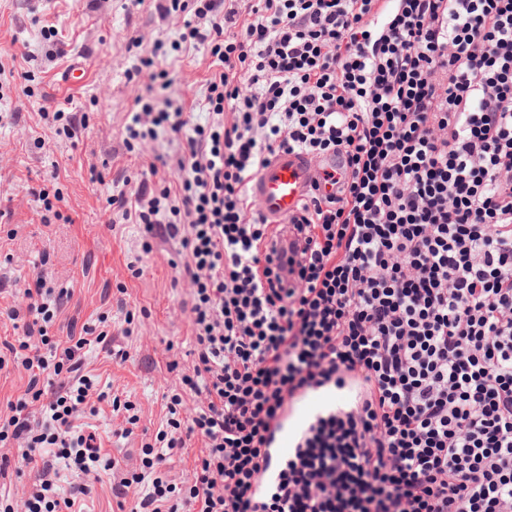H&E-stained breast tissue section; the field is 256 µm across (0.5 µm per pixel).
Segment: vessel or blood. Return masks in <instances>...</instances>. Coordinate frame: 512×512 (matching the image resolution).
<instances>
[{"label":"vessel or blood","instance_id":"b4317fda","mask_svg":"<svg viewBox=\"0 0 512 512\" xmlns=\"http://www.w3.org/2000/svg\"><path fill=\"white\" fill-rule=\"evenodd\" d=\"M341 167L334 157L317 160L304 155L278 154L258 175L254 195L263 212L283 219L297 211L310 192L335 193Z\"/></svg>","mask_w":512,"mask_h":512}]
</instances>
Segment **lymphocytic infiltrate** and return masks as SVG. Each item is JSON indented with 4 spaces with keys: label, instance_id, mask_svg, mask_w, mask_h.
I'll use <instances>...</instances> for the list:
<instances>
[{
    "label": "lymphocytic infiltrate",
    "instance_id": "1",
    "mask_svg": "<svg viewBox=\"0 0 512 512\" xmlns=\"http://www.w3.org/2000/svg\"><path fill=\"white\" fill-rule=\"evenodd\" d=\"M156 9L192 11L171 48L204 47L216 70L207 125L154 97L125 128L131 147L173 134L174 184L106 199L126 223L180 240L178 309L192 326V370L123 483L130 512H512V0ZM281 152L346 168L336 195L289 216L282 245L252 194ZM70 297L36 276L0 308L23 323L18 343H0V370L29 374L0 441H20L33 472L25 512H74L117 467L74 425L89 395L122 415L117 436L141 420L83 372L104 332L52 336ZM346 383L355 401L316 415L271 462L295 402ZM194 438L195 481L180 487L165 463Z\"/></svg>",
    "mask_w": 512,
    "mask_h": 512
}]
</instances>
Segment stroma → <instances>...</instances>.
Wrapping results in <instances>:
<instances>
[{"label":"stroma","instance_id":"obj_1","mask_svg":"<svg viewBox=\"0 0 512 512\" xmlns=\"http://www.w3.org/2000/svg\"><path fill=\"white\" fill-rule=\"evenodd\" d=\"M0 0V304L16 298L26 278L40 274L49 286L72 293L57 317L54 334L67 332L70 321L86 323L106 316L107 337L84 356L86 372L100 389L141 404L144 415L128 438L116 437L120 419L109 401L83 415L85 433L95 445L120 459L119 471L103 475L82 503L83 512H118L116 494L122 480L141 464V446L153 438L166 416V394L178 388L192 368L188 354L192 330L178 308L182 290L175 285L178 240L164 234L145 237L136 224L112 225L106 198L114 184L138 187L156 156H163L150 186L174 181L179 147L167 135L125 143V127L136 99L146 96L148 75L135 80L125 72L138 57L151 54L157 41H171L183 28L185 14L160 17L155 0L138 7L128 0ZM55 25L57 39H44V25ZM171 83L162 94L182 107L192 122L205 123L207 81L212 74L206 49L180 58L159 57ZM84 70L77 85L64 83L70 68ZM31 79H24V72ZM72 115V134H58L53 119L41 118L43 101ZM59 187L54 208L61 219L45 224L36 192ZM150 242V253L141 245ZM49 253L41 262L40 250ZM140 261L141 276L128 265ZM126 286L118 294V286ZM124 296L135 314L132 335H125L116 311ZM129 353L121 361V353ZM177 369H170L171 361Z\"/></svg>","mask_w":512,"mask_h":512}]
</instances>
